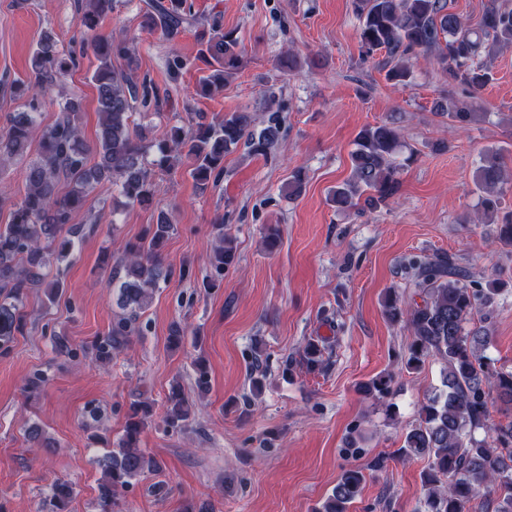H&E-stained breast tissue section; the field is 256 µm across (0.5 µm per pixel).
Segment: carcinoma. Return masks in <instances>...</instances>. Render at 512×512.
Wrapping results in <instances>:
<instances>
[{"instance_id": "cac0c4a2", "label": "carcinoma", "mask_w": 512, "mask_h": 512, "mask_svg": "<svg viewBox=\"0 0 512 512\" xmlns=\"http://www.w3.org/2000/svg\"><path fill=\"white\" fill-rule=\"evenodd\" d=\"M116 2L88 0L78 18L82 43L98 60L92 75L99 119L95 143H88L75 123L79 110L75 97L65 103L63 115L51 126H39L35 106L30 103L11 113L0 131V163L26 154L33 140H38L24 196L13 205L9 223L0 226V357L9 355L15 336L24 330L23 309L29 290L45 287L51 298L62 290L60 277L49 280L44 269L69 262L75 239L82 233L81 226L71 223L72 215L84 206L89 194L110 183L118 187L127 205L143 206L153 200L152 181L144 166L147 139L131 128L136 104L149 106L150 91L112 66L114 55L133 64L126 41L99 32L101 19L114 11ZM351 2L360 21L362 55L384 52L386 78L395 84L411 81V58L422 52L440 74L476 93L492 80L491 61L512 48V8L498 0H489L474 28L448 8L447 0ZM192 19L187 0H151L141 29L172 39ZM210 29L212 36L200 52L211 67V73L200 80L204 92L224 86L238 70L241 56L233 33L224 31L216 19ZM74 66L75 58L61 54L51 34L43 35L32 52V76L45 93L63 83ZM435 109L460 128L476 116L473 102L454 97L439 99ZM279 136L278 124L258 129L248 112L211 120L196 112L189 126H171L157 148L164 164L187 161L191 176L203 191L224 173L226 153L244 144L253 153L265 154ZM400 150V133L394 123L362 129L352 152V177L333 191L331 201L339 209H359L363 205L374 208L393 197L399 187V170L412 160L409 156L396 161ZM499 158L498 150L484 153L474 181L482 216L489 221L500 210L504 185L512 184V173ZM63 182L68 191L61 196L58 187ZM174 231L175 226L160 215L138 243L126 248L110 277L123 314L106 335L95 337L90 344L101 365L109 364L127 347L154 288L170 276L162 267V249ZM497 242L503 248L512 247V213L499 225ZM235 261L234 239L223 234L213 248L210 264L222 272ZM409 265L417 270L413 294L406 300L397 294L387 296L384 313L389 321L404 324L409 333L406 371L417 372L430 359L442 365V389L421 404L417 423L407 429L404 443L397 449L401 457L427 460L421 472L425 496L416 512H469L477 498L482 499L485 512H512V419L492 424L489 410L495 402L512 407V372L492 370L478 353L486 342L485 330L467 329L475 314L493 307L504 283L493 281L486 288H475L467 284L466 275L447 255ZM303 362L310 371L321 367L317 342L305 345ZM392 382L391 375L379 376L362 390L368 395H384ZM152 417L149 404L130 403L124 438L98 460L104 475L98 512H118L119 489L133 479L162 471L159 461L137 446ZM191 420L188 400L180 390L172 389L163 419L166 428L177 431ZM364 481L362 470L345 471L319 512H348ZM72 495V483H56L40 512H66Z\"/></svg>"}]
</instances>
